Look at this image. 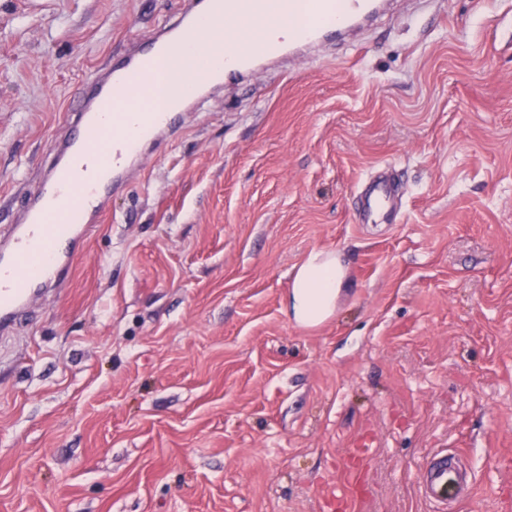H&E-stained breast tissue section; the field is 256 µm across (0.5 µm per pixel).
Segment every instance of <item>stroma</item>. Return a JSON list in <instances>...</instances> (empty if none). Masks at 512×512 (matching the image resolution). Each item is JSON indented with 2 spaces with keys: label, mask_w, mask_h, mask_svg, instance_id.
Instances as JSON below:
<instances>
[{
  "label": "stroma",
  "mask_w": 512,
  "mask_h": 512,
  "mask_svg": "<svg viewBox=\"0 0 512 512\" xmlns=\"http://www.w3.org/2000/svg\"><path fill=\"white\" fill-rule=\"evenodd\" d=\"M181 0H0V205L35 190L87 76ZM392 164L402 208L364 223ZM61 292L0 337V512H457L512 506V0H396L359 36L202 98L114 191ZM338 254L333 314L288 290ZM347 269L338 254L314 252L296 271L288 292V315L304 327H314L334 311ZM468 470L461 454L441 449L427 456L419 469L418 493L435 512L448 509L456 499V491L468 479Z\"/></svg>",
  "instance_id": "1"
}]
</instances>
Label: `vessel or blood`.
<instances>
[{"instance_id": "b4317fda", "label": "vessel or blood", "mask_w": 512, "mask_h": 512, "mask_svg": "<svg viewBox=\"0 0 512 512\" xmlns=\"http://www.w3.org/2000/svg\"><path fill=\"white\" fill-rule=\"evenodd\" d=\"M382 0H185L175 20L135 42L120 60L99 69L85 84L81 103L68 116L69 132L43 172L37 189L25 195L9 224L0 229V332L29 314L42 295L60 291L93 231V216L105 211L112 195L110 175L133 173L148 146L160 144L179 127L185 107L203 94L198 68L218 85L242 78L264 60L321 46L326 39L353 30L374 15ZM268 17L263 47L238 54L196 49L192 62L175 67L182 92L167 110H154L146 93L156 79V65L177 41L202 21L231 30L243 17ZM365 217L381 218L398 203L391 175L384 170L362 182ZM371 441L359 439L353 463L341 478L352 483L358 466L373 458ZM468 479L461 454L445 449L427 456L419 469L418 493L434 512H448L455 493Z\"/></svg>"}]
</instances>
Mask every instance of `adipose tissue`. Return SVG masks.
<instances>
[{
	"instance_id": "adipose-tissue-1",
	"label": "adipose tissue",
	"mask_w": 512,
	"mask_h": 512,
	"mask_svg": "<svg viewBox=\"0 0 512 512\" xmlns=\"http://www.w3.org/2000/svg\"><path fill=\"white\" fill-rule=\"evenodd\" d=\"M347 269L340 255L315 252L296 271L287 299L288 314L304 327H314L334 311Z\"/></svg>"
}]
</instances>
